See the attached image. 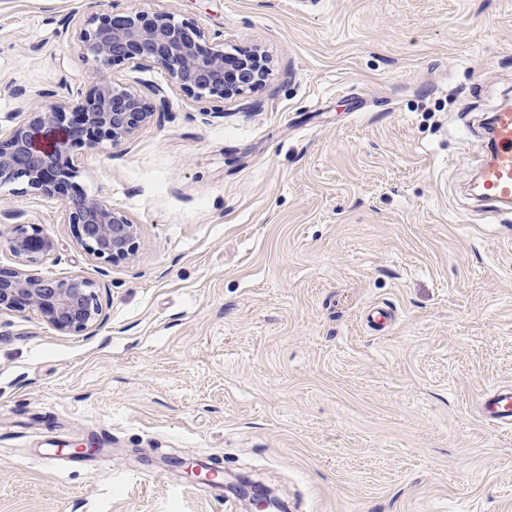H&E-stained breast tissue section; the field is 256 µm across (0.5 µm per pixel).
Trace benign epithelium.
I'll return each mask as SVG.
<instances>
[{"instance_id": "7a95c632", "label": "benign epithelium", "mask_w": 512, "mask_h": 512, "mask_svg": "<svg viewBox=\"0 0 512 512\" xmlns=\"http://www.w3.org/2000/svg\"><path fill=\"white\" fill-rule=\"evenodd\" d=\"M79 39L94 64L95 84L69 114L44 107L39 102L43 93L34 94L29 118L0 138V184L22 181L28 191L60 198L62 221L72 226L82 248L117 264L136 257L138 225L124 210L79 189L73 182L77 170L72 158L75 149H90L104 140L114 147L124 145L153 116L141 96L115 82L113 70L157 65L187 95L228 100L261 84L270 60L260 47L230 56L223 42H209L195 24L168 12L92 11L80 26ZM5 242L18 267L0 268V312L28 309L62 333H81L104 323L91 281L80 275L45 280L24 271L23 266L54 253V241L40 225L15 224ZM167 465L196 482L209 481L210 469L193 460L174 458ZM222 487L259 512L285 510L268 486L246 475H224Z\"/></svg>"}]
</instances>
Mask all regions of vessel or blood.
<instances>
[{"label": "vessel or blood", "instance_id": "b4317fda", "mask_svg": "<svg viewBox=\"0 0 512 512\" xmlns=\"http://www.w3.org/2000/svg\"><path fill=\"white\" fill-rule=\"evenodd\" d=\"M480 197L496 206L512 205V109L493 114L490 157L480 171ZM482 418L494 427H512V387L485 393Z\"/></svg>", "mask_w": 512, "mask_h": 512}]
</instances>
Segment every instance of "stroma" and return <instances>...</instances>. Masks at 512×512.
Returning a JSON list of instances; mask_svg holds the SVG:
<instances>
[{
  "instance_id": "obj_1",
  "label": "stroma",
  "mask_w": 512,
  "mask_h": 512,
  "mask_svg": "<svg viewBox=\"0 0 512 512\" xmlns=\"http://www.w3.org/2000/svg\"><path fill=\"white\" fill-rule=\"evenodd\" d=\"M163 11L268 78L214 103L158 67L123 83L153 111L76 184L139 226L130 263L88 254L60 202L0 186L57 249L29 275L92 281L106 320L61 333L0 314V512H245L162 466L204 459L288 512H512V208L472 195L484 121L512 101V0H101ZM84 0H0V129L33 91L72 111L94 81ZM396 319L374 331L366 310ZM47 465V433L79 448ZM482 418L491 426L512 427V387H498L485 393L481 402Z\"/></svg>"
}]
</instances>
